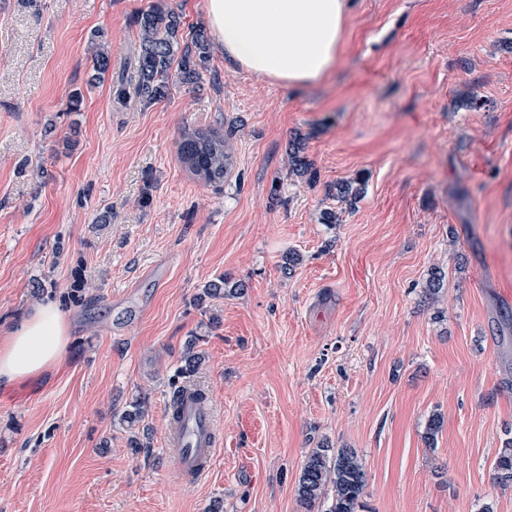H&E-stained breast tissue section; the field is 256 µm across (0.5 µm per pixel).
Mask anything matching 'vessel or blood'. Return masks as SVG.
<instances>
[{"label": "vessel or blood", "instance_id": "1", "mask_svg": "<svg viewBox=\"0 0 512 512\" xmlns=\"http://www.w3.org/2000/svg\"><path fill=\"white\" fill-rule=\"evenodd\" d=\"M169 446L177 459V472L186 481L204 477L211 469L220 441L215 411L198 401L194 389L179 400V413L170 419Z\"/></svg>", "mask_w": 512, "mask_h": 512}]
</instances>
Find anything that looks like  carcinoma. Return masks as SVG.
Returning <instances> with one entry per match:
<instances>
[{"mask_svg":"<svg viewBox=\"0 0 512 512\" xmlns=\"http://www.w3.org/2000/svg\"><path fill=\"white\" fill-rule=\"evenodd\" d=\"M139 27L137 85L139 97L148 102L164 99L169 90L170 69L179 58L180 82L194 84L198 67L205 64L209 42L204 30H195L191 43L180 46L182 15L163 4H153L135 18ZM180 158L199 179L210 185L224 182L230 166L224 134L214 129H193L184 133L179 147ZM291 172L303 177L314 176L310 163L302 156L300 140L291 144ZM337 196L349 206H356L363 194L360 183L343 182L336 187ZM199 338L188 344L178 374L194 375L201 357L195 352ZM146 400L137 399L124 410L120 420L136 425L144 415ZM493 480L503 486L512 481V444L502 449L496 460ZM366 487V472L358 455L347 448L328 454L326 448H315L306 457L297 486V499L305 512H315L321 500L331 497L328 512H357Z\"/></svg>","mask_w":512,"mask_h":512,"instance_id":"obj_1","label":"carcinoma"}]
</instances>
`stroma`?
Wrapping results in <instances>:
<instances>
[{"instance_id": "1", "label": "stroma", "mask_w": 512, "mask_h": 512, "mask_svg": "<svg viewBox=\"0 0 512 512\" xmlns=\"http://www.w3.org/2000/svg\"><path fill=\"white\" fill-rule=\"evenodd\" d=\"M153 2L0 0V326L45 300L72 322L57 369L0 386V512H302L320 446L357 452L360 512H512L492 480L512 440V0H352L323 81L214 48L148 102L134 19ZM192 127L223 131V185L180 160ZM297 135L316 180L290 171ZM356 179L351 210L336 186ZM195 336L222 443L186 482L166 409Z\"/></svg>"}]
</instances>
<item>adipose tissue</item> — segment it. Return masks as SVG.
<instances>
[{
    "instance_id": "ef3b65f1",
    "label": "adipose tissue",
    "mask_w": 512,
    "mask_h": 512,
    "mask_svg": "<svg viewBox=\"0 0 512 512\" xmlns=\"http://www.w3.org/2000/svg\"><path fill=\"white\" fill-rule=\"evenodd\" d=\"M208 22L225 57L287 87L315 84L338 62L350 0H206ZM69 343L65 312L43 301L0 332V384L55 368Z\"/></svg>"
}]
</instances>
